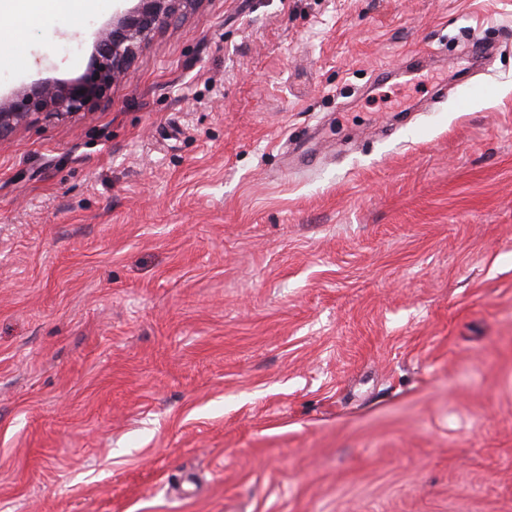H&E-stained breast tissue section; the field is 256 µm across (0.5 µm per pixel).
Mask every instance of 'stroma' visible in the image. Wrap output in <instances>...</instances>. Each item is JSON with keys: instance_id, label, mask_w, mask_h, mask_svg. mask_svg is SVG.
I'll return each mask as SVG.
<instances>
[{"instance_id": "1", "label": "stroma", "mask_w": 512, "mask_h": 512, "mask_svg": "<svg viewBox=\"0 0 512 512\" xmlns=\"http://www.w3.org/2000/svg\"><path fill=\"white\" fill-rule=\"evenodd\" d=\"M0 512H512V0H192L1 139Z\"/></svg>"}]
</instances>
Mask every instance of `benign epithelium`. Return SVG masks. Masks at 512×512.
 <instances>
[{
	"label": "benign epithelium",
	"mask_w": 512,
	"mask_h": 512,
	"mask_svg": "<svg viewBox=\"0 0 512 512\" xmlns=\"http://www.w3.org/2000/svg\"><path fill=\"white\" fill-rule=\"evenodd\" d=\"M144 7L123 11L99 31L91 65L81 81L65 85L47 80L0 97V140L33 116L64 118L95 105L122 80L137 47L171 15L182 0H142Z\"/></svg>",
	"instance_id": "7a95c632"
}]
</instances>
